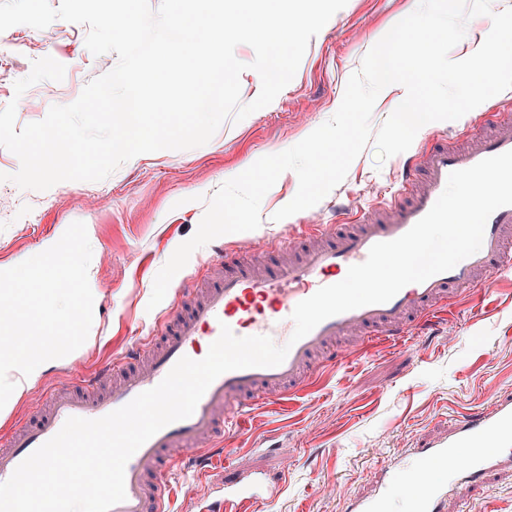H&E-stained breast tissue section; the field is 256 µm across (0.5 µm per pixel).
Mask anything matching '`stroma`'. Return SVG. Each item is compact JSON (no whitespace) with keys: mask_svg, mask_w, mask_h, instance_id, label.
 <instances>
[{"mask_svg":"<svg viewBox=\"0 0 512 512\" xmlns=\"http://www.w3.org/2000/svg\"><path fill=\"white\" fill-rule=\"evenodd\" d=\"M417 6L418 0H348L311 38L294 78L271 104L242 121L226 120L202 146L137 155L104 180L23 190L9 180L20 168L18 157L0 147V173L8 176L0 194L16 205L11 218L0 219V270L41 253L81 221L92 248L94 296L85 343L18 399L0 420V432L24 419L53 387L93 372L149 333L176 304L180 280L200 274L212 255L209 244L194 251L163 301L149 307L155 276L195 233L205 198L260 157L294 146L331 118L363 56ZM55 26L50 42L26 47L12 84L0 87V109L16 103L17 126L43 120L51 106L72 103L118 61L112 52H89L87 26L64 20ZM47 56L65 66V77L35 106L31 93L15 96L13 83ZM403 161L398 154L378 162L374 146H367L320 203L277 221L274 213L298 189L295 172L281 174L261 202L260 227L224 235L227 260H235L236 246L243 245L259 262H269L265 241L286 235L290 225L328 223L338 204L351 213L375 206L396 190ZM470 298L463 293L451 313L438 318L434 334L412 337L397 348L367 350L340 368L319 371L291 401L256 406L230 466H216L203 478L176 472L177 512H202L224 481L253 473L265 475L273 490L241 504L240 512H349L350 497L369 491L382 469L447 426L452 408L480 405L512 386V272L494 274L479 305ZM270 436L279 443L271 452L264 447ZM488 505L512 512V477L495 475L480 487L458 490L446 512H483Z\"/></svg>","mask_w":512,"mask_h":512,"instance_id":"obj_1","label":"stroma"}]
</instances>
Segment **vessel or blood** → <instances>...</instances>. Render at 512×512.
Masks as SVG:
<instances>
[{"label":"vessel or blood","instance_id":"1","mask_svg":"<svg viewBox=\"0 0 512 512\" xmlns=\"http://www.w3.org/2000/svg\"><path fill=\"white\" fill-rule=\"evenodd\" d=\"M483 125L485 134L464 148L449 138L440 143L425 138L407 159L398 189L376 208L337 226H291L286 238L266 245L277 255L276 264L228 263L223 253H215L205 263L203 278L181 286L182 303L161 315L147 336L91 375L52 389L36 408L33 422L0 433V482L55 436L68 418H101L157 386L181 357H205L222 326L239 337L266 335L277 345H289L280 365L220 375L190 417L162 428L128 460L126 498L111 512H173L170 479L178 465L176 452L193 456L203 468L229 458L254 407L273 397L302 393L321 369L353 358L357 349L349 337L397 345L447 309L453 295L466 290L481 294L491 274L512 268V205L490 215L480 250L453 269L406 285L388 302L327 318L299 341L290 339L295 306L320 287L335 284L350 266L363 263L374 244L411 229L442 194L451 172L512 151L511 112L500 103L488 104ZM491 440L496 449H487ZM511 468L510 390L495 394L487 407L456 409L447 435L382 472L371 494L353 500L351 512H389L394 488L404 497L407 512H443L458 486L481 485L491 472ZM263 483L260 477L250 486L226 482L205 512H229L252 498L253 486Z\"/></svg>","mask_w":512,"mask_h":512}]
</instances>
